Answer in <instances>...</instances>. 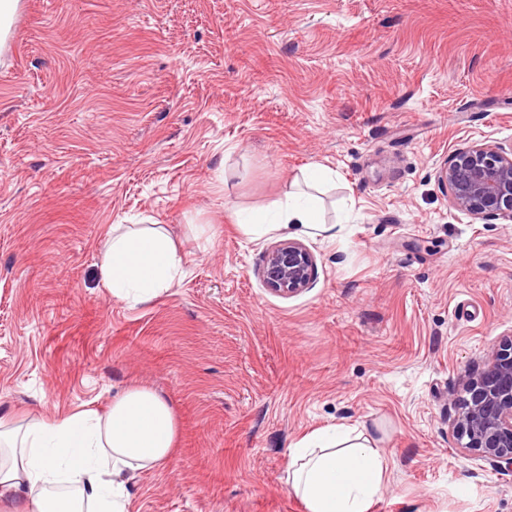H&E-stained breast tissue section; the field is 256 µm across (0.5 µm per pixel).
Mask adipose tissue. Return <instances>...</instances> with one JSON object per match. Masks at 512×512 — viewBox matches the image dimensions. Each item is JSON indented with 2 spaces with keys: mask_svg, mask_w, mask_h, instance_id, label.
I'll return each mask as SVG.
<instances>
[{
  "mask_svg": "<svg viewBox=\"0 0 512 512\" xmlns=\"http://www.w3.org/2000/svg\"><path fill=\"white\" fill-rule=\"evenodd\" d=\"M333 173L314 168L295 181L272 218L241 221L262 237L298 229L341 236L325 223L311 190ZM106 288L132 303L158 297L182 272L170 234L155 224H115L100 256ZM177 423L167 399L149 387H130L106 414L83 410L26 427L0 424V496L14 512H132L130 477L164 466L175 448ZM285 481L306 512H368L379 496L388 461L368 431L320 429L288 450Z\"/></svg>",
  "mask_w": 512,
  "mask_h": 512,
  "instance_id": "adipose-tissue-1",
  "label": "adipose tissue"
}]
</instances>
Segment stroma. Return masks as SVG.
I'll list each match as a JSON object with an SVG mask.
<instances>
[{"label": "stroma", "mask_w": 512, "mask_h": 512, "mask_svg": "<svg viewBox=\"0 0 512 512\" xmlns=\"http://www.w3.org/2000/svg\"><path fill=\"white\" fill-rule=\"evenodd\" d=\"M512 147V0H20L0 47V422L172 405L170 461L133 512H305L288 449L366 426L369 512H512V474L458 449L460 379L512 336V222L453 209L456 148ZM334 172L329 238L284 297L272 211ZM113 224H160L183 274L112 297Z\"/></svg>", "instance_id": "1"}]
</instances>
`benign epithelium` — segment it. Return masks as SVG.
<instances>
[{
	"label": "benign epithelium",
	"instance_id": "7a95c632",
	"mask_svg": "<svg viewBox=\"0 0 512 512\" xmlns=\"http://www.w3.org/2000/svg\"><path fill=\"white\" fill-rule=\"evenodd\" d=\"M451 206L483 219L512 221V150L496 144L459 147L438 173ZM314 257L301 243L284 241L268 252L259 270L272 291L292 295L308 288ZM464 396L453 429L461 450L512 473V336L502 339L483 367L462 377Z\"/></svg>",
	"mask_w": 512,
	"mask_h": 512
}]
</instances>
